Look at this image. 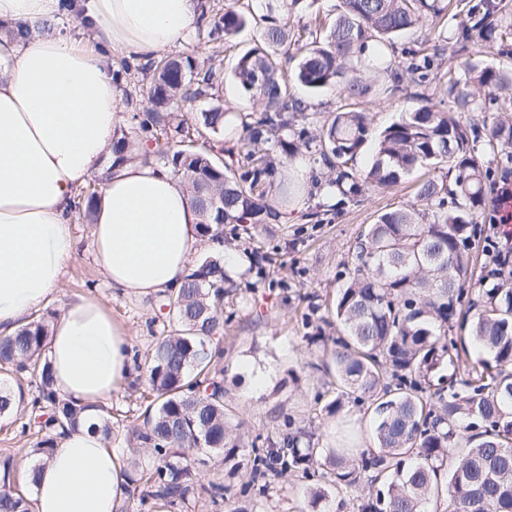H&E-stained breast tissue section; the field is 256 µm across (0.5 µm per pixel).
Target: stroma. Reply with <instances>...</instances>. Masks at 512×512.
<instances>
[{"label": "stroma", "mask_w": 512, "mask_h": 512, "mask_svg": "<svg viewBox=\"0 0 512 512\" xmlns=\"http://www.w3.org/2000/svg\"><path fill=\"white\" fill-rule=\"evenodd\" d=\"M259 37L255 25H247L231 41L210 36L206 28H194L187 41L168 48L167 56L192 55L198 59L231 67L234 58L253 47ZM146 69L121 72L122 101L120 121L115 137L133 136L134 114L145 107L148 83ZM224 105L234 114L251 112L252 100L242 94L231 81H224L216 97H200L175 108L172 122L182 125V132L173 129L151 138L150 160L159 153L173 151L180 142L194 141L198 150L217 155L231 148L235 139L227 133L215 134L201 128L197 117L214 105ZM414 177H407L399 186L368 189L363 197L339 201L330 190L313 189L295 205L286 223L259 226L257 238L277 244L279 250L264 265V274L252 270L246 253L247 242L228 243L224 255L236 262L230 270L240 284L237 296L226 298L225 311L232 319L224 327L220 347L224 351V387L226 402L243 412L250 435L273 433L284 416L320 427L326 416L313 397L324 378L314 368L320 350L309 337L317 327L327 335H335L330 323V308L335 297L336 274L347 256L348 248L358 232L373 223L380 212L395 208L413 197ZM325 212L326 220L312 225L308 212ZM77 249L66 266L57 292L42 307V314L60 313L73 295L95 291L112 317L127 331L136 369L131 379L116 390L108 402L120 429L140 423V396L146 393L144 364L146 356L163 331L158 318L159 297L155 294H128L114 290L98 271L89 245V226L74 221ZM278 280L270 289L265 279ZM314 296L318 311H308L304 296ZM268 372L269 377L259 391H251L249 375ZM309 481L298 478L270 477L263 494L254 504L257 512H307Z\"/></svg>", "instance_id": "1"}]
</instances>
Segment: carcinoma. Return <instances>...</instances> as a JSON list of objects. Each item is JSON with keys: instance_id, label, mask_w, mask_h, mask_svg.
Returning a JSON list of instances; mask_svg holds the SVG:
<instances>
[{"instance_id": "cac0c4a2", "label": "carcinoma", "mask_w": 512, "mask_h": 512, "mask_svg": "<svg viewBox=\"0 0 512 512\" xmlns=\"http://www.w3.org/2000/svg\"><path fill=\"white\" fill-rule=\"evenodd\" d=\"M456 10L463 15L453 40L457 52L471 47L512 58V17L503 0H341L322 37L304 26L288 29L270 0H247L198 23L230 39L250 21L261 22L259 44L231 68L234 85L258 105L241 120L238 153L228 162L182 145L161 157L206 212L207 200L224 199V211L200 225L201 237L221 241L223 226L248 235L251 253L269 258L251 235L258 224H278L298 198L288 165L317 155L325 182L343 197L366 187L391 189L420 171L445 169L415 184L414 200L377 215L350 245L332 304L336 335L311 341L323 348L321 368L336 397L323 409L337 417L344 402L373 418V448L357 453L330 448L309 427L283 418L278 431L256 435L245 446L244 421L224 402L219 350L224 297L236 281L218 258L187 269L178 291H166L165 335L149 358V398L141 426L126 430L127 477L141 503L159 502L178 512L194 490L196 459L209 448L224 456L231 476L241 475L239 495L265 491L259 480L273 473L320 480L336 490L360 488L358 512H512V267L489 255L476 269L470 252L481 237L496 185L489 157L512 163V68L464 58L459 71L445 67L444 30L414 49L397 40ZM299 55L293 75L282 59ZM410 81L423 89L415 107L373 135L361 105L394 98ZM222 83L221 73L191 56L156 62L147 88L150 106L138 132L154 135L173 105L193 102ZM443 84L452 103L438 108L431 87ZM305 89L300 96L295 86ZM336 93V109L321 125L307 126L309 96ZM494 107L491 124L460 122V112ZM201 126L225 128L227 111L200 113ZM375 139L370 164L356 157ZM50 320L40 317L0 337V369L24 375L35 396L0 390V417L21 421V432L40 436L26 454L46 462L55 430L87 426L112 442L115 422L104 404L78 405L53 389L47 350ZM470 339L481 357L463 371L460 346ZM142 456L149 463L139 466ZM13 457L0 461V512H32V502L13 480Z\"/></svg>"}]
</instances>
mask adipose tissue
<instances>
[{"instance_id": "ef3b65f1", "label": "adipose tissue", "mask_w": 512, "mask_h": 512, "mask_svg": "<svg viewBox=\"0 0 512 512\" xmlns=\"http://www.w3.org/2000/svg\"><path fill=\"white\" fill-rule=\"evenodd\" d=\"M59 0H0V336L31 320L59 288L77 239L70 214L98 178L90 245L112 286L146 294L179 287L200 244L202 215L179 179L112 157L122 98L116 57L148 63L185 43L197 0H73L95 50L52 29ZM54 389L99 404L134 365L126 330L91 295L67 301L51 325ZM121 454L86 429L59 436L40 468L34 512H117Z\"/></svg>"}]
</instances>
